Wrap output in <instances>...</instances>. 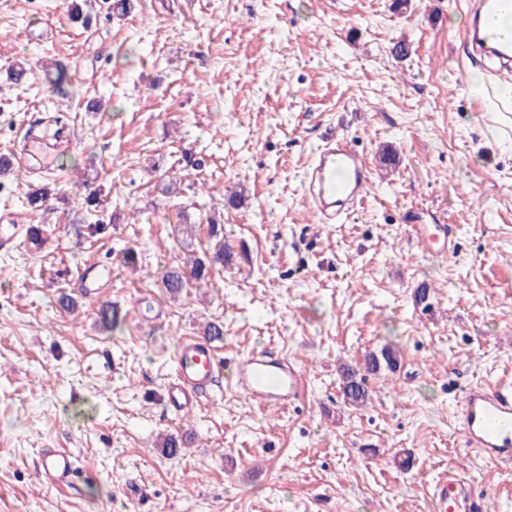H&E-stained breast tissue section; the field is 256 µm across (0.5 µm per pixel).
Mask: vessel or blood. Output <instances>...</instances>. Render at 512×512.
Returning a JSON list of instances; mask_svg holds the SVG:
<instances>
[{"label":"vessel or blood","mask_w":512,"mask_h":512,"mask_svg":"<svg viewBox=\"0 0 512 512\" xmlns=\"http://www.w3.org/2000/svg\"><path fill=\"white\" fill-rule=\"evenodd\" d=\"M505 0H479L473 8V20L465 31L467 46L481 56L512 60V46L502 47L485 34L481 16L500 9ZM370 166L363 153L343 137L325 141L316 153L308 174V191L313 209L325 224L336 223L344 208L364 202L370 186ZM219 337L186 336L180 341L174 358L175 377L165 393L167 404L175 411L196 406L201 394L212 384L220 364L217 360ZM235 388L265 408H283L298 400L305 387L299 368L285 359L272 357L264 349L246 360L235 362ZM462 435L466 447L481 451L494 464L512 462V386L481 385L466 391L460 404ZM75 456L65 448L47 454L45 479L65 484L73 477ZM434 499L438 512H447L449 504L467 500L471 512H484L485 495L457 476L436 483Z\"/></svg>","instance_id":"obj_1"}]
</instances>
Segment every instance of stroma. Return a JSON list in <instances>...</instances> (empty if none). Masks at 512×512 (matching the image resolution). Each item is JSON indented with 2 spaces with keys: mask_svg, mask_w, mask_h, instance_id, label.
Instances as JSON below:
<instances>
[{
  "mask_svg": "<svg viewBox=\"0 0 512 512\" xmlns=\"http://www.w3.org/2000/svg\"><path fill=\"white\" fill-rule=\"evenodd\" d=\"M133 4L0 0V158L23 163L0 175V512H437L451 469L512 512V467L465 450L458 413L468 387L512 383V137L470 89L512 72L463 51L467 0ZM335 135L371 188L323 224L302 181ZM31 182L65 194L31 210ZM90 187L112 219L93 237ZM213 220L230 257L170 299L162 271L207 251ZM438 224L446 255L415 237ZM210 322L224 365L295 361L300 401L265 409L222 376L174 414L177 345ZM387 343L397 370L345 404L343 368ZM55 448L77 458L64 486L42 477Z\"/></svg>",
  "mask_w": 512,
  "mask_h": 512,
  "instance_id": "stroma-1",
  "label": "stroma"
}]
</instances>
